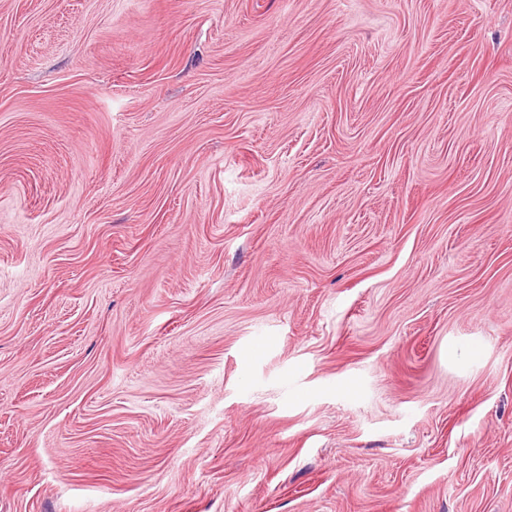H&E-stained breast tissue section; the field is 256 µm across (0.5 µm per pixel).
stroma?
I'll use <instances>...</instances> for the list:
<instances>
[{
    "label": "stroma",
    "mask_w": 512,
    "mask_h": 512,
    "mask_svg": "<svg viewBox=\"0 0 512 512\" xmlns=\"http://www.w3.org/2000/svg\"><path fill=\"white\" fill-rule=\"evenodd\" d=\"M0 36V512H512V0Z\"/></svg>",
    "instance_id": "obj_1"
}]
</instances>
